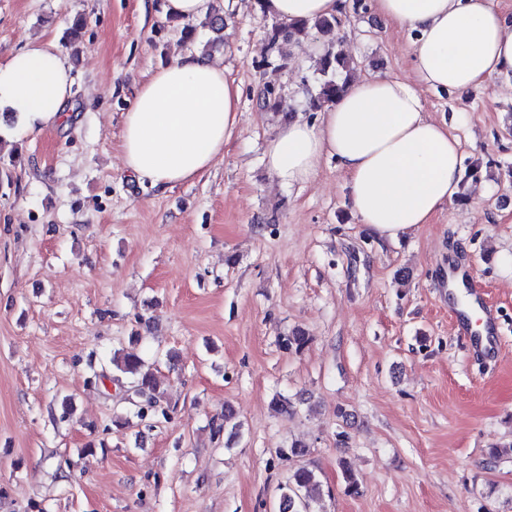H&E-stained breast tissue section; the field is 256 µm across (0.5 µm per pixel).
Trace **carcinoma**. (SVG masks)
Returning <instances> with one entry per match:
<instances>
[{"mask_svg":"<svg viewBox=\"0 0 512 512\" xmlns=\"http://www.w3.org/2000/svg\"><path fill=\"white\" fill-rule=\"evenodd\" d=\"M338 24L334 16L300 19L289 23L274 20L266 29L267 41L272 47L281 42L306 38L314 31L328 38L324 55L320 57L321 79L315 92L310 95V106L314 110L333 102L355 74L354 62L337 47ZM257 102L262 109L285 110L282 94L274 86L263 87ZM143 366V359L134 351L122 349L113 353L112 367L117 373V379L128 380V384L143 395L141 404L129 410L130 415L140 419L157 407L164 394L158 379L153 373L143 371ZM280 491L279 512H320L321 484L313 470L304 466L296 468L288 477V482L280 486Z\"/></svg>","mask_w":512,"mask_h":512,"instance_id":"carcinoma-1","label":"carcinoma"}]
</instances>
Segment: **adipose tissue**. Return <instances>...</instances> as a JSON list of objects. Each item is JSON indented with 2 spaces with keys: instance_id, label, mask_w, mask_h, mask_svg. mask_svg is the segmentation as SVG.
I'll return each mask as SVG.
<instances>
[{
  "instance_id": "ef3b65f1",
  "label": "adipose tissue",
  "mask_w": 512,
  "mask_h": 512,
  "mask_svg": "<svg viewBox=\"0 0 512 512\" xmlns=\"http://www.w3.org/2000/svg\"><path fill=\"white\" fill-rule=\"evenodd\" d=\"M375 14L407 35L413 82L356 75L317 123L281 122L264 159L272 176L310 183L335 158L361 224L395 242L430 223L461 188L460 141L424 111L418 87L464 90L512 75V24L493 0H371ZM259 14L285 22L342 17L346 0H259ZM72 67L54 42L36 41L0 63V112L41 130L64 124ZM241 88L215 60L175 55L136 92L124 116L127 174L168 188L224 156L238 124Z\"/></svg>"
}]
</instances>
